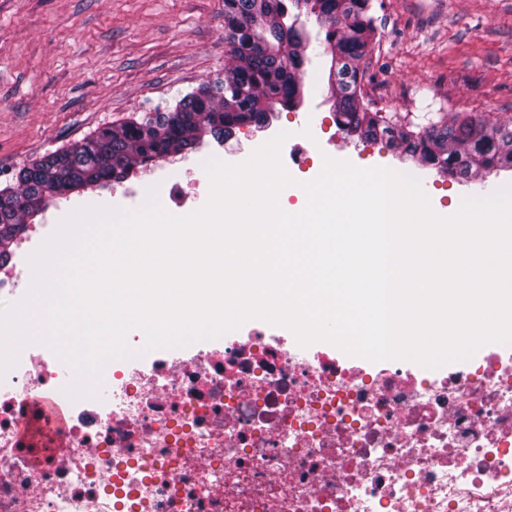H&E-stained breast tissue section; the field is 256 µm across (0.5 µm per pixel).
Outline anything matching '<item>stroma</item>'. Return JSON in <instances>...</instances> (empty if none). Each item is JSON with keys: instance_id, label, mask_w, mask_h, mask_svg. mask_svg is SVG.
I'll return each instance as SVG.
<instances>
[{"instance_id": "stroma-1", "label": "stroma", "mask_w": 512, "mask_h": 512, "mask_svg": "<svg viewBox=\"0 0 512 512\" xmlns=\"http://www.w3.org/2000/svg\"><path fill=\"white\" fill-rule=\"evenodd\" d=\"M375 32L366 80L376 82L375 109L406 124L479 114L512 120V0H372ZM311 42L303 67L305 97L295 110L273 113L288 130L282 159L307 154L309 170L288 162L294 211L300 182L314 179L324 157L361 168L407 169L433 210L453 214L462 199L512 188V171L463 181L404 161L382 143L332 133L327 60ZM224 0H0V188L44 155L83 142L99 130L173 105L199 84L223 76ZM142 189L184 177L195 181L186 207L160 195L171 214L207 200L204 170L158 161L137 167ZM142 197L94 186L49 200L39 223L46 235L87 206L142 207Z\"/></svg>"}]
</instances>
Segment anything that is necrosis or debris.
<instances>
[{"label": "necrosis or debris", "mask_w": 512, "mask_h": 512, "mask_svg": "<svg viewBox=\"0 0 512 512\" xmlns=\"http://www.w3.org/2000/svg\"><path fill=\"white\" fill-rule=\"evenodd\" d=\"M144 345L84 378L0 346V512H512V343L432 372Z\"/></svg>", "instance_id": "necrosis-or-debris-1"}]
</instances>
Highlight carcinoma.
I'll return each instance as SVG.
<instances>
[{"label":"carcinoma","mask_w":512,"mask_h":512,"mask_svg":"<svg viewBox=\"0 0 512 512\" xmlns=\"http://www.w3.org/2000/svg\"><path fill=\"white\" fill-rule=\"evenodd\" d=\"M371 0H224V76L20 170L19 189H0V249L36 215L45 198L118 181L136 166L196 147L208 130L222 143L242 126L264 125L275 107L303 97L301 68L310 33L301 14L316 17L331 57L329 89L336 125L350 136L382 142L451 175L512 169V122L479 115L443 119L418 131L396 127L362 104L364 68L372 50Z\"/></svg>","instance_id":"obj_1"}]
</instances>
